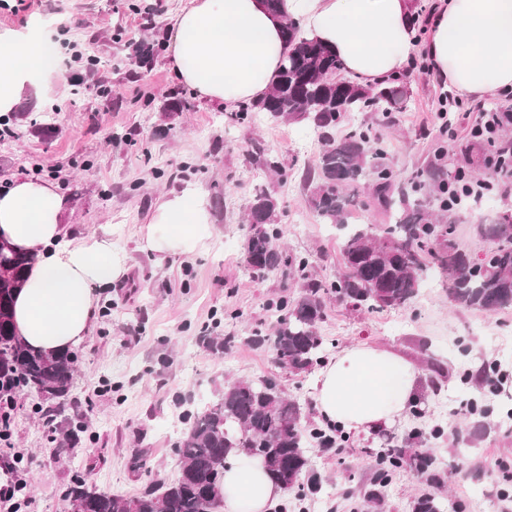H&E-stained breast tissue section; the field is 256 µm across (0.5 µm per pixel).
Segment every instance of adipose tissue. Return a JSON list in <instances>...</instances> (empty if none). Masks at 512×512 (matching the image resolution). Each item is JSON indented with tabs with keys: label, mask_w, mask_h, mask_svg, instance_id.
Returning a JSON list of instances; mask_svg holds the SVG:
<instances>
[{
	"label": "adipose tissue",
	"mask_w": 512,
	"mask_h": 512,
	"mask_svg": "<svg viewBox=\"0 0 512 512\" xmlns=\"http://www.w3.org/2000/svg\"><path fill=\"white\" fill-rule=\"evenodd\" d=\"M283 10L275 17L261 0H187L169 43L176 79L228 108L264 98L285 62L281 29L288 18L329 45L361 85L397 75L414 48L408 0H284ZM51 43L38 28L0 31V114L14 111L24 89L49 75ZM423 48L461 93L512 88V0H447ZM66 209L65 197L45 181L18 180L0 192V240L35 256L12 307L17 336L35 351L79 344L97 312L96 288L126 271L127 256L110 235L69 237ZM212 235L210 200L189 183L158 201L140 242L147 252L189 254ZM419 389L420 373L403 357L353 346L320 371L314 398L329 423L370 432L401 418ZM284 495L260 458L228 457L222 512H271Z\"/></svg>",
	"instance_id": "ef3b65f1"
}]
</instances>
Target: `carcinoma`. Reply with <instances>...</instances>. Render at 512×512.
I'll return each mask as SVG.
<instances>
[{"label": "carcinoma", "mask_w": 512, "mask_h": 512, "mask_svg": "<svg viewBox=\"0 0 512 512\" xmlns=\"http://www.w3.org/2000/svg\"><path fill=\"white\" fill-rule=\"evenodd\" d=\"M288 56L271 92L261 100L240 107L233 120L253 123L264 118L305 122L313 130L320 150L307 171L308 202L324 224L344 228L341 256L343 271L326 281L313 271L309 259L278 244L280 201L274 189H258L246 206L247 230L243 258L254 277L278 273L294 280L295 297L281 302L286 314L271 335L258 331L253 344L271 343L276 363L291 372H304L325 356V342L318 326L334 300L358 310L377 311L407 305L434 269L445 274L448 299L457 307L497 312L512 307V215L492 224L477 225L478 234L491 244L486 259L476 266L466 252L448 239L458 201L448 199V184L475 175H492L512 169V153H484L483 167L466 155L448 167L422 170L407 189L395 185L381 130L395 123V111L406 102L405 93L391 87H362L343 76L342 60L328 46L303 36L297 22L283 30ZM355 112L375 113L376 123L336 137V125ZM256 159L266 172L284 173L279 158L257 148ZM388 216L387 224L349 223L352 211L362 204L361 191ZM9 262L0 268V379H19L20 389L42 399L59 400L57 410L70 395L74 359L68 352L44 354L25 346L13 329L10 309L34 256L9 251ZM212 349L226 351L239 343L231 334L204 336ZM299 402L285 395L274 378L248 379L224 386L216 401L186 413L189 426L179 441L178 476L150 483L133 496L102 493L76 478L65 498L69 512H208L220 501L224 466L234 448H254L267 472L280 485L318 494L323 488L319 473L310 467L311 445L323 442L318 428L302 423ZM416 431L402 448H378L376 488L365 502L381 503V488L395 472L409 467L421 480L430 460L410 452L420 440ZM445 498L431 494L417 497L413 512H446Z\"/></svg>", "instance_id": "obj_1"}]
</instances>
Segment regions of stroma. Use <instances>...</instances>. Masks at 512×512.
<instances>
[{
	"mask_svg": "<svg viewBox=\"0 0 512 512\" xmlns=\"http://www.w3.org/2000/svg\"><path fill=\"white\" fill-rule=\"evenodd\" d=\"M140 0H25L17 11L0 9V30L32 25L54 30L55 73L43 100L23 98L10 115L14 139L0 141V191L14 179L54 183L65 194V221L74 237L109 230L127 255V271L98 289L99 307L89 335L73 347L74 387L68 405L85 430L62 446L63 417L45 421L35 401L17 392L12 442L24 452L30 473L28 512H67L65 490L80 477L108 494L139 493L148 480H170L180 468L177 443L188 401H213L228 380L274 376L303 406L308 426H323L312 398L315 371L281 369L266 345H250L255 331L270 333L281 297L296 288L281 276H252L243 263L242 216L255 188H275L279 225L292 252L308 256L320 276L342 271L341 234L309 208L302 174L319 144L307 124L259 121L236 124L230 109L199 98L180 84L166 46L170 27L186 0H149L151 25ZM78 41L100 64L86 79L84 95L69 81L63 41ZM144 42L161 49L145 66L135 63ZM409 99L384 135L391 167L404 181L433 160L440 142L434 76L419 69L400 73ZM179 112L159 111L170 97ZM278 153L281 178L248 158L253 143ZM199 186L212 206L213 237L190 254L163 257L143 251L139 227L150 220L160 193L185 183ZM512 212V196L486 195L454 222L457 245L476 256L489 244L476 226ZM241 339L224 353L201 335ZM327 357L366 345L394 352L422 372L415 403L423 417L406 414L388 426L394 443L423 431L437 487L399 471L383 489L379 512H411L418 496L441 493L449 512H501L512 500V308L495 313L456 308L440 277L428 279L412 303L366 313L331 303L319 325ZM377 433H350L343 450L312 449L310 460L324 481L322 495L287 492L288 512H365L363 494L376 467ZM142 453L146 471L131 458Z\"/></svg>",
	"mask_w": 512,
	"mask_h": 512,
	"instance_id": "obj_1",
	"label": "stroma"
}]
</instances>
